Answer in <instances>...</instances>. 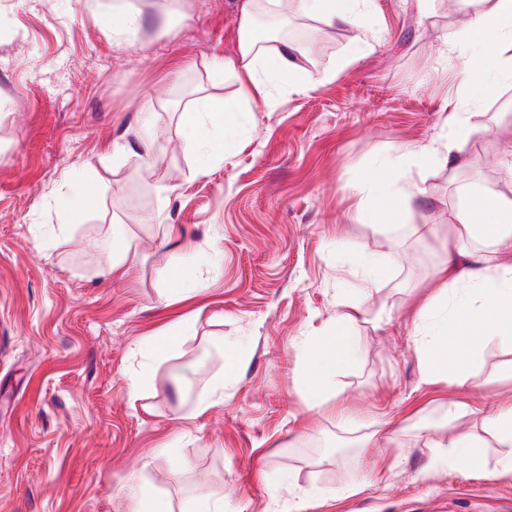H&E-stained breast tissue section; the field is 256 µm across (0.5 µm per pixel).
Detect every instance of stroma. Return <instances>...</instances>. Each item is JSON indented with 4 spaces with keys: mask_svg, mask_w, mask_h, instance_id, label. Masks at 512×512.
Returning <instances> with one entry per match:
<instances>
[{
    "mask_svg": "<svg viewBox=\"0 0 512 512\" xmlns=\"http://www.w3.org/2000/svg\"><path fill=\"white\" fill-rule=\"evenodd\" d=\"M146 20L136 46L110 32L113 0H0V512H130L148 486L172 512L223 498L224 512H512V478L459 468L422 478L431 434L414 419L450 401L481 407L512 396V352L483 350L486 386L423 383L413 343L434 286L444 224L479 184L512 198V85L463 96L452 43L472 0H365L363 24L317 33L305 93L272 89L252 121L226 132L222 165L200 170L183 148L185 104L235 96L213 69L239 42L240 0H131ZM486 132L471 167L424 184L407 223H359L348 186L379 159L437 144L449 111ZM148 129L156 162H112V144ZM101 183L84 224L60 234L81 173ZM171 192L159 195V186ZM178 225L170 241L165 227ZM139 257L110 276L112 231ZM390 260L362 295L354 262ZM359 304L353 365L335 398L309 409L295 386L301 340L328 332L339 303ZM188 323L164 360L149 337ZM246 355L224 373V349ZM224 400L193 416L198 394ZM376 433L377 447L337 455L333 440ZM361 485L340 500L337 489Z\"/></svg>",
    "mask_w": 512,
    "mask_h": 512,
    "instance_id": "obj_1",
    "label": "stroma"
}]
</instances>
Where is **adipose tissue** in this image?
Returning <instances> with one entry per match:
<instances>
[{
  "label": "adipose tissue",
  "instance_id": "1",
  "mask_svg": "<svg viewBox=\"0 0 512 512\" xmlns=\"http://www.w3.org/2000/svg\"><path fill=\"white\" fill-rule=\"evenodd\" d=\"M478 2L462 26L473 51L458 58L471 99L512 83V0ZM359 5L360 0H296L299 12L326 24L358 23L362 18ZM239 29L237 55L225 58L217 69L221 75H244L238 97L198 98L181 113L187 151L213 166L224 162L225 123L237 127L250 123L246 102L267 97L273 86L306 91L315 84L298 44L284 41L273 49L263 46L256 26V0H241ZM446 124L448 136L440 144L384 160L368 177L351 184L357 220L365 224L379 219L402 222L430 175L471 165L464 148L479 134L478 125L470 113L456 111L449 114ZM448 223L455 236L448 243L446 258L435 269L436 289L418 310L415 351L424 383L442 382L477 391L486 382L478 368L482 349L490 344L512 348V198L490 187L474 190L466 205L449 211ZM357 315V308L343 306L336 312L332 330L303 338L306 362L298 384L309 408H323L334 393L337 375L354 361L359 341L350 329ZM447 413L452 422L478 415L498 455L495 462H488L481 438L456 431L433 441L431 472L462 467L512 475V401L480 411L452 402Z\"/></svg>",
  "mask_w": 512,
  "mask_h": 512
}]
</instances>
